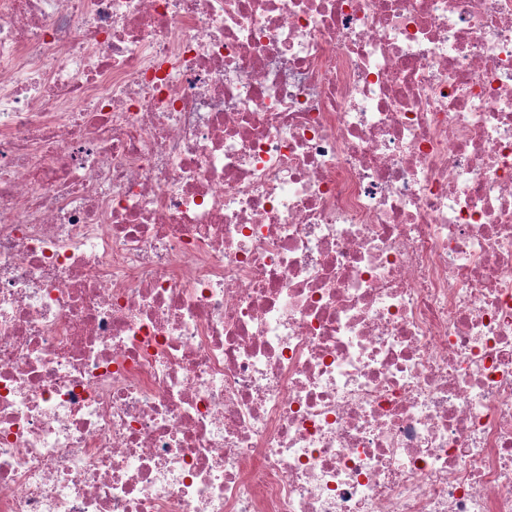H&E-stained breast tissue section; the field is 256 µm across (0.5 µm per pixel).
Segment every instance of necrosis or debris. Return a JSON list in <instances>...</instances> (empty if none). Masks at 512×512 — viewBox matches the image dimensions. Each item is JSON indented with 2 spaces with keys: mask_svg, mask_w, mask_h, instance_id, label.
Masks as SVG:
<instances>
[{
  "mask_svg": "<svg viewBox=\"0 0 512 512\" xmlns=\"http://www.w3.org/2000/svg\"><path fill=\"white\" fill-rule=\"evenodd\" d=\"M0 512H512V0H0Z\"/></svg>",
  "mask_w": 512,
  "mask_h": 512,
  "instance_id": "1",
  "label": "necrosis or debris"
}]
</instances>
